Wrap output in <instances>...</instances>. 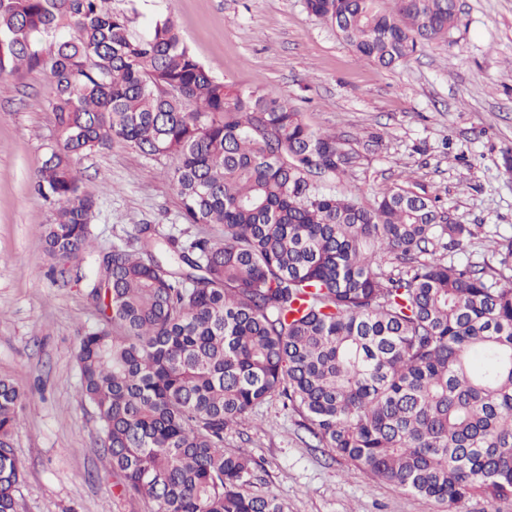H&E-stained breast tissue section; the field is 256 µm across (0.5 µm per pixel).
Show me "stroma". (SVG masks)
I'll return each mask as SVG.
<instances>
[{"mask_svg":"<svg viewBox=\"0 0 512 512\" xmlns=\"http://www.w3.org/2000/svg\"><path fill=\"white\" fill-rule=\"evenodd\" d=\"M133 31L174 13L188 46L218 79L274 91L313 128L382 138L378 152L336 188L372 205L405 186L438 198L477 235L453 251L459 263L498 266L512 237V0H459L447 41L382 69L362 61L305 0H111ZM53 89L38 71L0 76V376L26 393L12 435L24 469L22 512H150L120 496L102 460L93 409L79 394L77 331L97 323L82 282L53 280L43 236L54 208L32 188L54 144ZM174 159L149 158L115 142L76 160L81 186L97 192L94 251L130 242L132 225L186 240L211 234L181 215L168 174ZM301 417L272 397L224 432V449L255 461L245 493L276 497L284 512H442L434 501L360 474L329 448H316Z\"/></svg>","mask_w":512,"mask_h":512,"instance_id":"1","label":"stroma"}]
</instances>
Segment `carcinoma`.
<instances>
[{
  "mask_svg": "<svg viewBox=\"0 0 512 512\" xmlns=\"http://www.w3.org/2000/svg\"><path fill=\"white\" fill-rule=\"evenodd\" d=\"M306 0L360 58L392 68L448 37L457 0ZM51 82L57 142L33 178L56 205L53 260L80 266L94 195L78 157L114 141L172 157L189 224L217 237L98 253L85 284L100 320L80 332L81 398L96 412L120 495L152 512H284L242 491L253 470L224 430L277 395L361 474L455 512L512 500V279L444 262L474 237L399 186L364 207L322 181L361 154L268 91L214 77L172 14L143 33L108 0H0V75ZM25 400L0 377V512H19L11 436Z\"/></svg>",
  "mask_w": 512,
  "mask_h": 512,
  "instance_id": "obj_1",
  "label": "carcinoma"
}]
</instances>
